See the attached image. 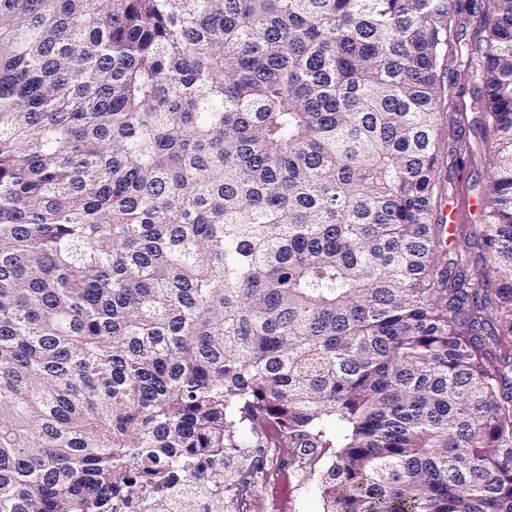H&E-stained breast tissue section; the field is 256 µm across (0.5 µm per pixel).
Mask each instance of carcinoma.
<instances>
[{"instance_id": "1", "label": "carcinoma", "mask_w": 512, "mask_h": 512, "mask_svg": "<svg viewBox=\"0 0 512 512\" xmlns=\"http://www.w3.org/2000/svg\"><path fill=\"white\" fill-rule=\"evenodd\" d=\"M0 0V512L287 448L323 512H512V0ZM491 171L448 252L445 73Z\"/></svg>"}]
</instances>
